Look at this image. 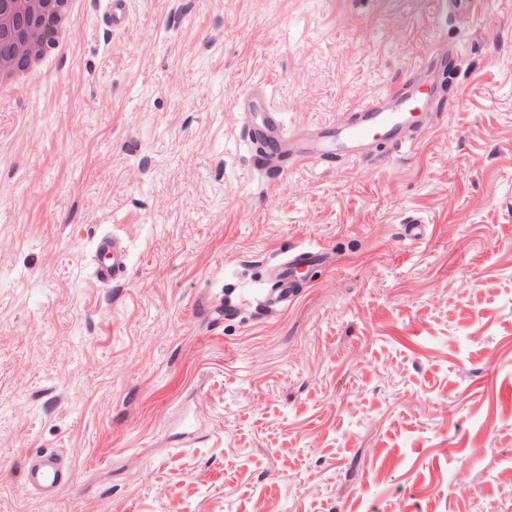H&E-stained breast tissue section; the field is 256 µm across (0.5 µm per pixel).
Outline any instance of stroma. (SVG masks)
I'll return each instance as SVG.
<instances>
[{"label": "stroma", "mask_w": 512, "mask_h": 512, "mask_svg": "<svg viewBox=\"0 0 512 512\" xmlns=\"http://www.w3.org/2000/svg\"><path fill=\"white\" fill-rule=\"evenodd\" d=\"M0 108V512H512V0H130ZM454 47L415 146L255 167L232 104L294 135ZM410 214L426 240L402 237ZM117 233L133 269L93 279ZM319 244L288 309L279 251ZM237 303L213 321L211 305ZM70 457L53 502L20 458ZM102 22L107 33L124 29L130 22L128 0H100ZM434 18L439 21L443 16L450 17L452 14L461 19H473L478 8L484 4L481 0H434ZM325 248L306 245L290 248L268 269L267 288L261 295L260 307L263 310H286L305 287L301 272L311 267L323 265L328 260Z\"/></svg>", "instance_id": "35a3bbf8"}]
</instances>
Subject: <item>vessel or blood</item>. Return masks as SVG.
<instances>
[{"label":"vessel or blood","instance_id":"1","mask_svg":"<svg viewBox=\"0 0 512 512\" xmlns=\"http://www.w3.org/2000/svg\"><path fill=\"white\" fill-rule=\"evenodd\" d=\"M100 3L106 32L120 31L129 24L128 0H100ZM481 4L482 0H433L434 17L439 20L453 14L467 19L475 16ZM414 83V77L403 79L379 97L354 108L345 121L321 124L301 140L288 134L280 112L269 106L264 85H249L233 109L242 114L249 140L256 148L254 165L279 177L295 164L330 166L344 158H360L362 144L379 138L396 148L412 146L431 129L430 124L416 121L415 112L422 104ZM327 260L325 248L318 245L283 252L268 269L261 308L287 309L304 286L302 271ZM92 261L95 278L101 285H117L129 276L130 248L116 235H102L94 245ZM21 473L27 489L50 501L73 482L71 461L56 451L41 450L26 455Z\"/></svg>","mask_w":512,"mask_h":512}]
</instances>
